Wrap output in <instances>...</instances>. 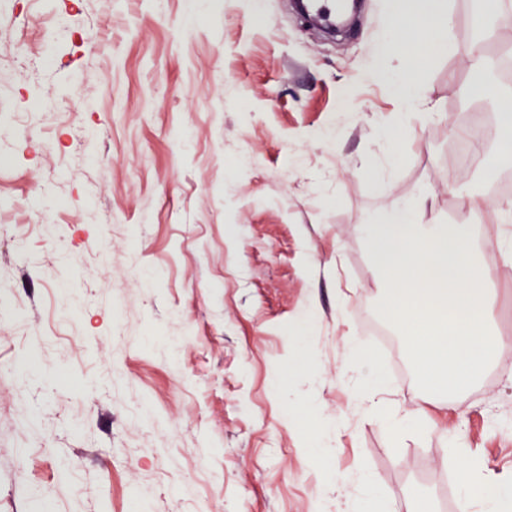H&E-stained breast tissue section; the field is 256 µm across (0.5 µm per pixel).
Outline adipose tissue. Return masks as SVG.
Wrapping results in <instances>:
<instances>
[{
  "mask_svg": "<svg viewBox=\"0 0 512 512\" xmlns=\"http://www.w3.org/2000/svg\"><path fill=\"white\" fill-rule=\"evenodd\" d=\"M398 13L405 22L394 28L389 45L406 60L446 48L448 13L441 0H399ZM365 77L386 82L399 104L398 114L381 129L389 157L397 158L410 116L425 103L422 84L410 71L379 64ZM462 213L455 223H438L430 196L421 195L363 227L383 284L379 305L394 320L424 383L443 394L468 387L493 356L512 348V339L493 330L498 300L492 273L477 261L467 220L484 214L490 223L503 224L512 221V213L483 193L467 196ZM448 455L461 464L481 512H512V475L483 474L456 441Z\"/></svg>",
  "mask_w": 512,
  "mask_h": 512,
  "instance_id": "adipose-tissue-1",
  "label": "adipose tissue"
}]
</instances>
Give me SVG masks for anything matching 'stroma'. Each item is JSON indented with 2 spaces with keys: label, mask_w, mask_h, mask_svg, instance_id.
<instances>
[{
  "label": "stroma",
  "mask_w": 512,
  "mask_h": 512,
  "mask_svg": "<svg viewBox=\"0 0 512 512\" xmlns=\"http://www.w3.org/2000/svg\"><path fill=\"white\" fill-rule=\"evenodd\" d=\"M393 2L327 39L290 0H0V32L45 27L58 59L0 56V282L24 311L0 314V512H462L450 437L512 472V350L450 398L397 342L382 409H430L399 433L349 399L383 364L351 337L396 329L363 225L422 193L457 219L484 182L448 162L474 0H446L447 49L412 64L429 108L386 165L398 105L364 73ZM474 232L512 338V262ZM306 320L312 368L281 378Z\"/></svg>",
  "instance_id": "stroma-1"
}]
</instances>
